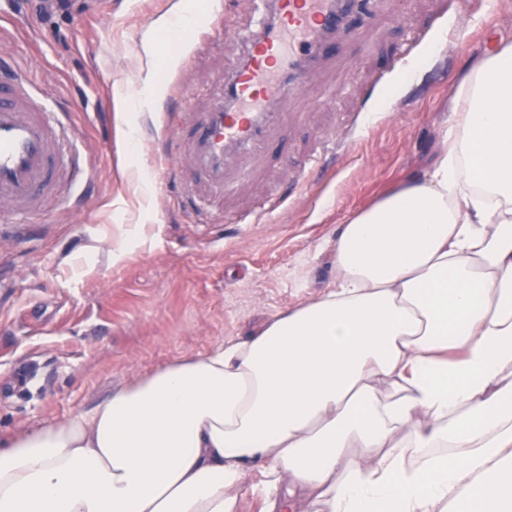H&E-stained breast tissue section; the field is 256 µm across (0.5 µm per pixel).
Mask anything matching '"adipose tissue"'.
I'll list each match as a JSON object with an SVG mask.
<instances>
[{
	"label": "adipose tissue",
	"mask_w": 512,
	"mask_h": 512,
	"mask_svg": "<svg viewBox=\"0 0 512 512\" xmlns=\"http://www.w3.org/2000/svg\"><path fill=\"white\" fill-rule=\"evenodd\" d=\"M334 288L0 437V512H512V46Z\"/></svg>",
	"instance_id": "obj_1"
}]
</instances>
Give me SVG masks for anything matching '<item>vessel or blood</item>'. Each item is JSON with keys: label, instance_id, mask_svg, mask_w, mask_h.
<instances>
[{"label": "vessel or blood", "instance_id": "1", "mask_svg": "<svg viewBox=\"0 0 512 512\" xmlns=\"http://www.w3.org/2000/svg\"><path fill=\"white\" fill-rule=\"evenodd\" d=\"M349 0H271L270 15L246 47L245 60L223 83L225 96L205 112H185L178 152L205 187L233 191L249 163L265 152L297 112L273 105L305 85L308 66L344 28ZM66 128L27 79L0 85V216L36 213L56 191Z\"/></svg>", "mask_w": 512, "mask_h": 512}]
</instances>
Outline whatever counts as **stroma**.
<instances>
[{"instance_id": "35a3bbf8", "label": "stroma", "mask_w": 512, "mask_h": 512, "mask_svg": "<svg viewBox=\"0 0 512 512\" xmlns=\"http://www.w3.org/2000/svg\"><path fill=\"white\" fill-rule=\"evenodd\" d=\"M177 3L0 0V83L27 71L67 113L88 168L79 189L63 183L43 211L0 223L1 436L87 411L333 287L343 224L425 170L440 129L467 108L471 64L512 44V0H374L355 38H337L304 90L278 104L302 124L254 159L235 192L205 198L186 161L165 169L155 155L173 147L180 113L221 95V75L243 62L267 10L220 0L221 18L204 11L196 40L158 34L146 60V37ZM149 65L153 96L139 79ZM119 91L144 103L128 147L116 134ZM343 128L349 152L326 155Z\"/></svg>"}]
</instances>
